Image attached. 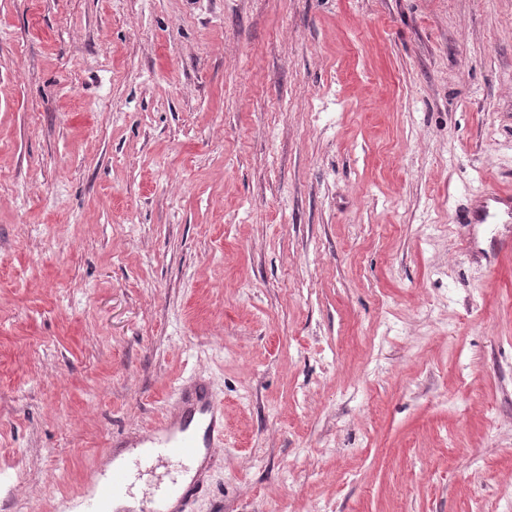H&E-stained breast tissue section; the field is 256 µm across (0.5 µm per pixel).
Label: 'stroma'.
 <instances>
[{
	"label": "stroma",
	"mask_w": 512,
	"mask_h": 512,
	"mask_svg": "<svg viewBox=\"0 0 512 512\" xmlns=\"http://www.w3.org/2000/svg\"><path fill=\"white\" fill-rule=\"evenodd\" d=\"M512 0H0V512L205 378L189 512H512ZM504 205L507 207L505 213L512 217V193H497L483 197L476 208L465 217L461 224H482L485 223L491 214V211H496V205Z\"/></svg>",
	"instance_id": "35a3bbf8"
}]
</instances>
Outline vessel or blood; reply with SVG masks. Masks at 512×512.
Listing matches in <instances>:
<instances>
[{
    "label": "vessel or blood",
    "mask_w": 512,
    "mask_h": 512,
    "mask_svg": "<svg viewBox=\"0 0 512 512\" xmlns=\"http://www.w3.org/2000/svg\"><path fill=\"white\" fill-rule=\"evenodd\" d=\"M511 206L512 193L483 197L467 216L470 224L485 223L496 205ZM224 445V404L207 381L197 378L178 391L173 413L138 436L113 439L112 455L117 462L105 480L96 481L95 493L81 503L82 512H108L109 505L127 494L130 468L121 463L123 453L144 449L157 463L176 468L178 479L156 485L143 501L140 512H185L191 498L202 487L209 471L219 463Z\"/></svg>",
    "instance_id": "b4317fda"
}]
</instances>
